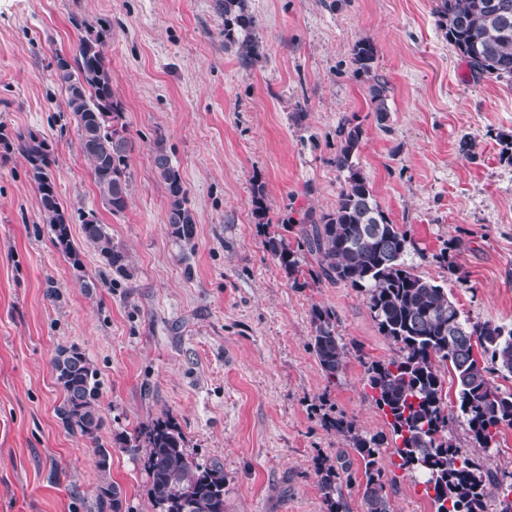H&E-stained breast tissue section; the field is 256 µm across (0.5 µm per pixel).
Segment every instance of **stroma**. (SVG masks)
<instances>
[{"label": "stroma", "mask_w": 512, "mask_h": 512, "mask_svg": "<svg viewBox=\"0 0 512 512\" xmlns=\"http://www.w3.org/2000/svg\"><path fill=\"white\" fill-rule=\"evenodd\" d=\"M260 45L241 67L224 44L214 0H0V132L37 131L67 211L95 213L129 256L131 279L85 291L57 251L18 147H0V512H93L109 479L126 512H156L140 460L117 435L170 415L186 452L224 469L226 512H327L317 457L350 459L339 485L363 512L364 467L325 417L344 414L367 436L388 430L365 387L367 366L396 356L364 292L314 277L295 285L265 247L308 211L336 206L333 163L344 128L361 125L355 161L379 206L407 230L406 261L447 288L463 318L512 324V81L479 77L449 45L435 0H245ZM109 23L107 59L132 142L128 203L103 207L79 149L56 53L81 36L72 17ZM377 51L389 112L377 122L370 80L351 64L356 43ZM163 143L188 191L197 233L167 231L168 197L153 167ZM264 193L263 211L252 205ZM457 273H450L449 265ZM336 315L349 354L327 380L310 348L314 307ZM74 345L101 382L108 472L55 410L64 394L52 359ZM455 444L512 483V427L474 447L462 420ZM380 457L393 512H436L417 476Z\"/></svg>", "instance_id": "1"}]
</instances>
